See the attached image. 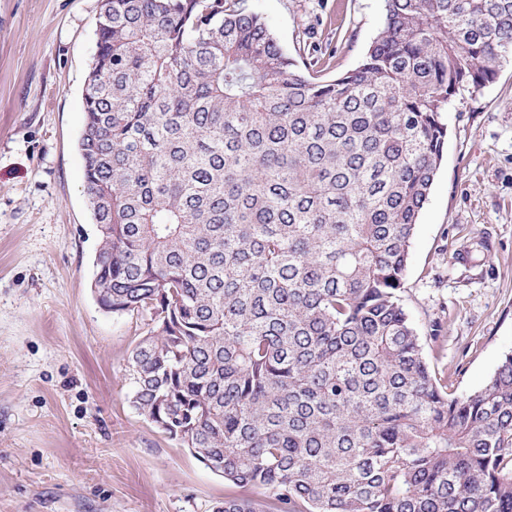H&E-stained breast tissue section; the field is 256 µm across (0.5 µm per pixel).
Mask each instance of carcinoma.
<instances>
[{"mask_svg":"<svg viewBox=\"0 0 512 512\" xmlns=\"http://www.w3.org/2000/svg\"><path fill=\"white\" fill-rule=\"evenodd\" d=\"M244 2L102 0L78 149L97 301L151 322L134 407L224 477L216 512H512V355L449 393L401 299L512 0H385L330 79Z\"/></svg>","mask_w":512,"mask_h":512,"instance_id":"1","label":"carcinoma"}]
</instances>
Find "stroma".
Listing matches in <instances>:
<instances>
[{"label":"stroma","instance_id":"obj_1","mask_svg":"<svg viewBox=\"0 0 512 512\" xmlns=\"http://www.w3.org/2000/svg\"><path fill=\"white\" fill-rule=\"evenodd\" d=\"M290 55L356 67L384 0H246ZM101 0H0V512H214L229 487L132 404L147 329L90 288L98 234L78 140ZM403 297L448 389L512 354V58L452 99Z\"/></svg>","mask_w":512,"mask_h":512}]
</instances>
